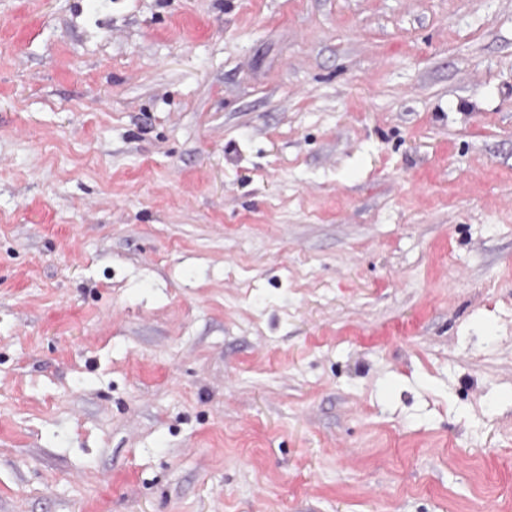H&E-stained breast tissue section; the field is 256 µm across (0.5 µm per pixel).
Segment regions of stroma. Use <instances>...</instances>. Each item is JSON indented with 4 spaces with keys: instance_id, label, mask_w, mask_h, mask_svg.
<instances>
[{
    "instance_id": "1",
    "label": "stroma",
    "mask_w": 512,
    "mask_h": 512,
    "mask_svg": "<svg viewBox=\"0 0 512 512\" xmlns=\"http://www.w3.org/2000/svg\"><path fill=\"white\" fill-rule=\"evenodd\" d=\"M0 512H512V0H0Z\"/></svg>"
}]
</instances>
